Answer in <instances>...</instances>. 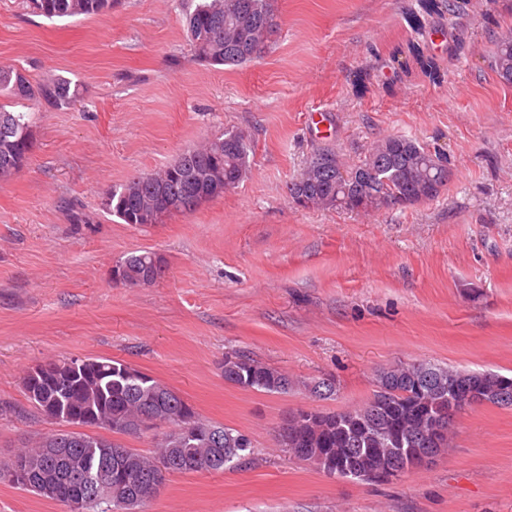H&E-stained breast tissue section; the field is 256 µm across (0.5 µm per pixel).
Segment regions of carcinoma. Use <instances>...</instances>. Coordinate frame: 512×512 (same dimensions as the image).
I'll return each mask as SVG.
<instances>
[{
  "label": "carcinoma",
  "mask_w": 512,
  "mask_h": 512,
  "mask_svg": "<svg viewBox=\"0 0 512 512\" xmlns=\"http://www.w3.org/2000/svg\"><path fill=\"white\" fill-rule=\"evenodd\" d=\"M114 0H30L34 12L48 19L100 16L112 10ZM185 26L195 57L212 65H241L252 61L265 44H252L262 29H276L272 0H196L183 9ZM491 67L499 79L512 84V32L496 39ZM0 92L17 101L35 100L49 108L70 106L78 89L63 77L32 83L12 65L0 64ZM33 143L30 116L0 104V176L8 178L27 162ZM250 142L241 132H227L203 145L182 152L161 172L135 174L106 194L105 208L126 224H155L163 215L192 213L193 199L201 192L222 194L246 174ZM429 149L405 136L379 140L368 156L346 170L343 180L330 168L307 183L314 207L322 210L352 209L349 187L361 186L365 194H385L387 206L399 204L397 196L415 202L434 199L446 185L429 168ZM153 253L136 251L116 263L122 283L140 284L152 265ZM54 382L40 400L29 398L53 428L37 434L0 468L28 466L34 483L30 491L63 505L73 499L87 503V512H140L158 493L144 477L158 465L180 460L178 473L219 472L241 466L255 454L250 437L236 429L203 419L174 390L139 369L117 360L82 359L77 369L67 360H56ZM224 381L243 390L283 394L302 386L310 396L329 399L335 384L318 378L298 382L288 372L239 353L224 356ZM464 404L448 410V390ZM512 406V378L494 372H473L439 363L400 364L380 370L376 390L366 403L342 411L297 409L277 427L281 452L318 471L338 478L388 482L397 472L417 469L448 447L446 431L457 413L474 404ZM75 414H91L102 427L115 433L138 434L140 418L149 414L155 424L157 451L146 456L123 443L62 429ZM443 419L445 433L431 438V422ZM112 467V500L94 497L75 479L88 484L98 479L102 465Z\"/></svg>",
  "instance_id": "cac0c4a2"
}]
</instances>
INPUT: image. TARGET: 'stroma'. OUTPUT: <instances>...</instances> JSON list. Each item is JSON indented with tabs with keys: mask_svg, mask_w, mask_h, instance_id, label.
I'll return each mask as SVG.
<instances>
[{
	"mask_svg": "<svg viewBox=\"0 0 512 512\" xmlns=\"http://www.w3.org/2000/svg\"><path fill=\"white\" fill-rule=\"evenodd\" d=\"M273 7L261 57L222 66L194 56L176 0L54 19L0 0V63L81 92L67 108L33 107L27 163L0 181V458L49 428L21 385L29 367L107 358L255 445L241 467L170 475L146 512H512V408H465L447 449L385 483L327 476L276 446L289 412L357 407L389 366L512 377V84L490 65L512 0ZM228 131L251 144L237 187L157 224L105 209L111 186ZM389 135L445 154L436 199L372 212L290 203L318 147L354 165ZM139 250L164 257V276L113 282ZM234 352L338 392L240 389L219 368ZM0 512L65 507L0 482Z\"/></svg>",
	"mask_w": 512,
	"mask_h": 512,
	"instance_id": "35a3bbf8",
	"label": "stroma"
}]
</instances>
